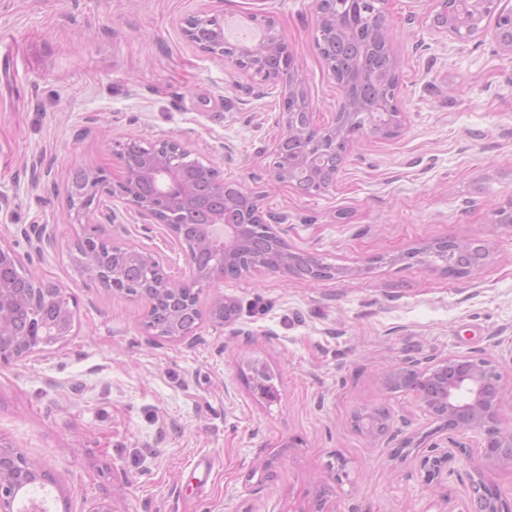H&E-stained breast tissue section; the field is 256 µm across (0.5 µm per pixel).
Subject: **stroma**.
I'll use <instances>...</instances> for the list:
<instances>
[{
    "mask_svg": "<svg viewBox=\"0 0 512 512\" xmlns=\"http://www.w3.org/2000/svg\"><path fill=\"white\" fill-rule=\"evenodd\" d=\"M266 14L299 65L316 124L343 91L317 47L314 0H0V243L18 254L30 224L55 242L26 273L62 289L73 329L56 344L0 362V446L41 463L71 512H463L469 461L426 485L419 458L448 433L409 392H382L380 365L489 357L507 386L512 428V55L483 34L449 41L433 0H386L400 66L404 130L356 140L328 192L276 182L271 143L280 89L235 71L183 38L179 21ZM179 138L220 179L284 213L290 249L336 268L312 282L249 271L204 288L231 299L224 325L174 340L145 328L143 300L117 296L73 261L83 232L67 188L75 171H117L115 143ZM108 241L159 254L190 276L181 245L134 218ZM448 237L488 247L464 276L421 255ZM274 372L269 402L247 379ZM385 404L417 447L354 430L356 410Z\"/></svg>",
    "mask_w": 512,
    "mask_h": 512,
    "instance_id": "obj_1",
    "label": "stroma"
}]
</instances>
